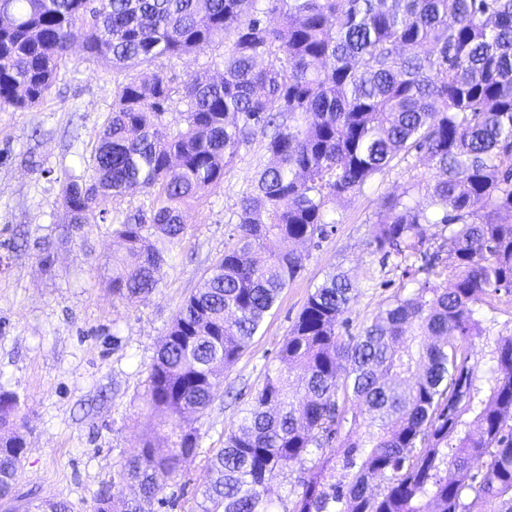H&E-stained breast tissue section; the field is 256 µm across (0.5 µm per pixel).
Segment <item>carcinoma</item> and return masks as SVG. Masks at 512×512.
<instances>
[{
	"label": "carcinoma",
	"mask_w": 512,
	"mask_h": 512,
	"mask_svg": "<svg viewBox=\"0 0 512 512\" xmlns=\"http://www.w3.org/2000/svg\"><path fill=\"white\" fill-rule=\"evenodd\" d=\"M80 28L86 52L118 71L229 40L217 78L121 83L84 175L62 184L70 224L89 223L105 196L154 198L115 229L125 252L112 257V296L157 288L156 240L179 241L184 207L223 181L243 143L259 133L272 157L150 369L149 403L179 440L165 456L146 441L119 483L153 499L197 455L194 417L304 268L289 244L324 236L330 201L416 151L432 174L386 198L369 242L415 287L346 342L336 329L357 285L332 273L314 288L280 365L207 459L203 512H276L269 484L285 469L299 473L292 512H512V333L489 335L476 309L512 291V0H0V106L37 104ZM175 93L187 109L171 129ZM416 188L432 212L411 203ZM425 224L448 230L447 255L426 247ZM19 409L0 390L1 501L25 454ZM96 512L144 510L102 493Z\"/></svg>",
	"instance_id": "1"
}]
</instances>
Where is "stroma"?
<instances>
[{
    "label": "stroma",
    "mask_w": 512,
    "mask_h": 512,
    "mask_svg": "<svg viewBox=\"0 0 512 512\" xmlns=\"http://www.w3.org/2000/svg\"><path fill=\"white\" fill-rule=\"evenodd\" d=\"M225 49L217 42L199 54L158 59L153 68L179 83L221 61ZM123 80L77 45L39 104L0 109V387L17 393L27 426L15 486L21 505L56 499L73 512H94L99 494L111 490L113 476L146 439L167 453L171 423L148 405L149 369L178 309L223 256L232 212L270 162L261 137L240 146L220 186L185 209L177 244L161 242L166 263L158 288L134 303L113 298L112 256L123 249L113 231L126 215L149 209L151 199L138 192L106 197L79 227L66 223L59 188L83 175ZM428 171L425 155L413 153L352 200L330 203L332 229L299 243L303 271L225 368L197 421L198 454L144 502L145 512H198L205 460L223 447L245 406L232 392L261 387L315 285L334 272L356 283L358 298L338 328L345 338L405 284L396 259H382L369 240L384 198Z\"/></svg>",
    "instance_id": "1"
}]
</instances>
